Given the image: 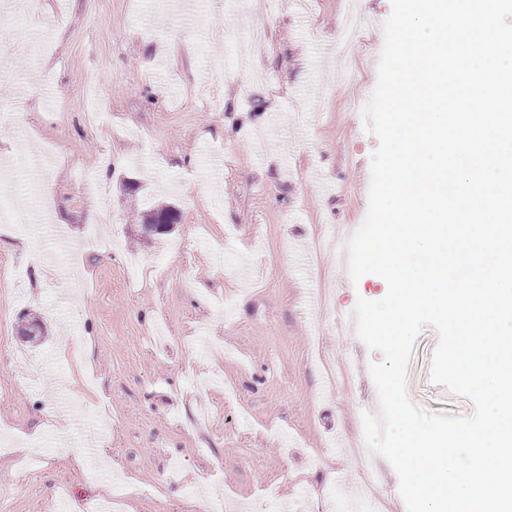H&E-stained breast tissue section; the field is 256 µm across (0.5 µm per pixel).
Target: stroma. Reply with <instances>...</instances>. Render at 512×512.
I'll use <instances>...</instances> for the list:
<instances>
[{"instance_id":"stroma-1","label":"stroma","mask_w":512,"mask_h":512,"mask_svg":"<svg viewBox=\"0 0 512 512\" xmlns=\"http://www.w3.org/2000/svg\"><path fill=\"white\" fill-rule=\"evenodd\" d=\"M349 0H204L174 19L153 0H35L0 9V158L36 148L67 227L43 222L26 178L7 186L26 224H0V512H81L115 490L121 512H201L211 482L234 512H406L384 458L356 451L379 411L370 364L345 325L373 275L352 281L327 238L360 226L377 138L353 97L378 79L390 0H359L353 76L332 43ZM265 30V40L239 38ZM105 119L91 125L88 87ZM111 161L101 195L81 174ZM178 222L146 235L141 217ZM99 209V245L73 247ZM136 281L125 286L129 259ZM424 327L408 367L419 408L468 416L429 377ZM74 375L85 400L65 379ZM91 457L87 467L73 456ZM371 464L383 486L361 492Z\"/></svg>"}]
</instances>
